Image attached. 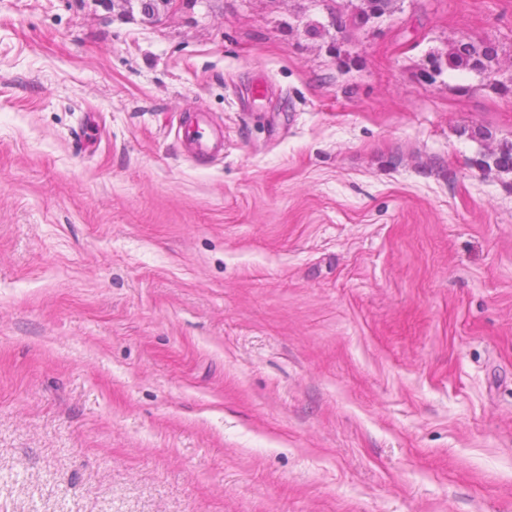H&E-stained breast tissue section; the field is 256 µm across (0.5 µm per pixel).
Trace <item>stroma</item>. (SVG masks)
I'll return each mask as SVG.
<instances>
[{"label":"stroma","mask_w":512,"mask_h":512,"mask_svg":"<svg viewBox=\"0 0 512 512\" xmlns=\"http://www.w3.org/2000/svg\"><path fill=\"white\" fill-rule=\"evenodd\" d=\"M308 3L0 0V512H512V0ZM394 1L397 0H310L326 22L310 19L306 13L297 18H300L307 36L328 34L333 41L336 40V50L340 51V44L356 46L361 43L360 33L364 26L372 19L377 20L390 13ZM330 30H334V34ZM338 34H341L342 42H338ZM487 46H493L495 53L489 56L486 53ZM497 56V49L493 43L483 42L475 43L467 38L458 39L445 53H440L435 58L433 70L437 76H441L445 71L456 69H467L475 72L483 79L491 81L490 84L498 86L503 90L512 91V70L508 77L499 74V70H493L490 63ZM502 76V78H501Z\"/></svg>","instance_id":"obj_1"}]
</instances>
